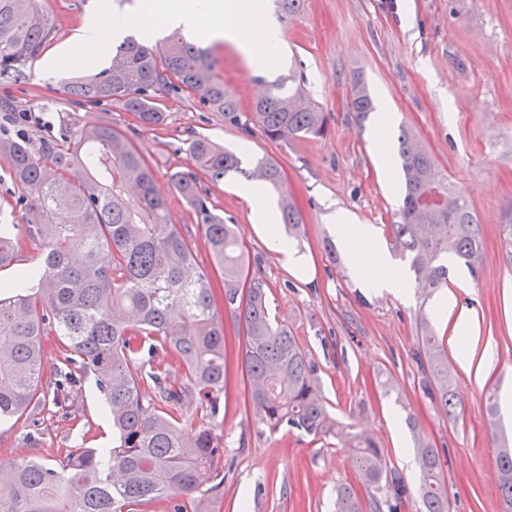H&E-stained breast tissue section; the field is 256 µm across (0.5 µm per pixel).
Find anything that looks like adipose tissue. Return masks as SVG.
<instances>
[{
  "label": "adipose tissue",
  "instance_id": "obj_1",
  "mask_svg": "<svg viewBox=\"0 0 512 512\" xmlns=\"http://www.w3.org/2000/svg\"><path fill=\"white\" fill-rule=\"evenodd\" d=\"M164 30H179L212 43L232 44L254 71L277 65L273 48L284 40L282 28L263 16L257 0H166L153 8L112 15L106 22L96 16L89 18L58 60L79 64L101 58L112 42L126 33L155 35ZM336 236L351 258L353 272L366 287L405 295V278L392 267L384 250L373 244L368 225L339 215Z\"/></svg>",
  "mask_w": 512,
  "mask_h": 512
}]
</instances>
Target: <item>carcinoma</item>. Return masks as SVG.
Returning <instances> with one entry per match:
<instances>
[{"label": "carcinoma", "mask_w": 512, "mask_h": 512, "mask_svg": "<svg viewBox=\"0 0 512 512\" xmlns=\"http://www.w3.org/2000/svg\"><path fill=\"white\" fill-rule=\"evenodd\" d=\"M56 27L38 0H0V79L27 81L28 64L53 42ZM271 84L241 111L217 74L211 50L172 36L154 49L130 36L108 68L64 87L76 105L110 101L133 113L145 128L164 124L162 98L183 93L191 103L224 114L247 136L259 129L271 141L320 137L326 115L302 90ZM351 107L365 118L374 111L362 78L351 83ZM404 179L402 207L390 225L393 245L408 259L417 287L448 285V256L477 275L486 262L484 240L466 197L435 179L431 151L407 128L397 137ZM188 155L218 181L229 172L282 182V167L263 157L253 172L235 153L205 137ZM0 160L28 201L25 221L38 242V274L0 281V421L19 420L51 402L66 405L75 372L96 377L112 423V447L68 452L54 465L33 458L0 463V512H139L172 501L173 512H214L223 491L219 461L223 439L195 426L181 402L202 396L218 413L226 387L224 320L216 309L212 274L221 275L224 312L243 326L241 350L250 407L270 432L282 429L318 440L335 432L313 377L315 365L295 336L271 319L267 282L253 270L235 226L224 223L190 171L170 179L201 217L212 266L197 263L186 235L168 223L155 190L153 166L112 126L67 130L37 147L0 136ZM455 200L451 210L422 203L427 187ZM288 235L303 224L295 202L280 201ZM16 224H0V271L20 262ZM53 330L68 372L49 392L41 386L43 336ZM421 387L448 416L462 403L453 388L448 354L429 328L422 337ZM358 460L357 483L337 491L336 512H401L409 493L403 476L387 465L373 438L344 433ZM422 512H448L439 450L416 441ZM502 512H512V450L498 456ZM212 485L203 488V476Z\"/></svg>", "instance_id": "obj_1"}]
</instances>
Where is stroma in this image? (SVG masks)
Segmentation results:
<instances>
[{
    "instance_id": "35a3bbf8",
    "label": "stroma",
    "mask_w": 512,
    "mask_h": 512,
    "mask_svg": "<svg viewBox=\"0 0 512 512\" xmlns=\"http://www.w3.org/2000/svg\"><path fill=\"white\" fill-rule=\"evenodd\" d=\"M100 0H43L57 28L53 43L28 68L26 83L0 81L17 111L34 113L25 125L32 144L72 128L111 124L154 166L156 189L167 204L170 224L188 232L201 262H209L201 220L175 189L170 174L189 165L187 146L196 135L237 153L246 169L263 157L276 160L303 218L293 243L304 267L287 269L267 237L257 231L263 216L253 212L241 189L243 174L215 181L198 179L219 214L237 225L250 259L259 261L273 316L288 326L316 365L315 384L336 423L370 434L387 463L416 486L419 470L405 469L414 439H427L441 453L448 512H500L494 475L503 441L512 442V421L487 425L488 395L512 389V254L502 244V226L512 212V0H305L294 16L278 19L285 41L276 49L278 67L249 69L230 45L211 50L225 86L243 109L269 84H302L308 99L327 117L317 138L273 142L262 133L245 136L221 114L198 111L183 95L163 100L165 125L142 127L116 106H72L65 84L108 66L94 59L50 68ZM369 86L375 111L359 120L350 105L353 77ZM386 122L381 164L368 136ZM411 127L436 160L438 178L448 179L469 201L481 226L487 263L478 276L451 267L448 290L472 316L476 334L464 338L453 320L434 310L435 297L397 298L366 288L349 269L344 250L328 254L335 239L333 216L345 211L371 225L377 242L389 245L386 226L401 205V174L392 132ZM13 185L0 169V222L17 225L19 254L31 259L34 244L20 209L12 208ZM227 394L218 417L199 400L185 399L181 411L222 435L224 495L220 512H336V490L355 479V455L339 438L310 441L297 434L264 430L248 402L241 349L244 333L225 317ZM443 344L464 404L456 418L423 394L416 352L424 326ZM474 355L459 361L460 346ZM103 399L91 372L78 375L68 409L47 407L19 421L0 423V462L25 454L53 464L75 448H107L112 428L100 416Z\"/></svg>"
}]
</instances>
